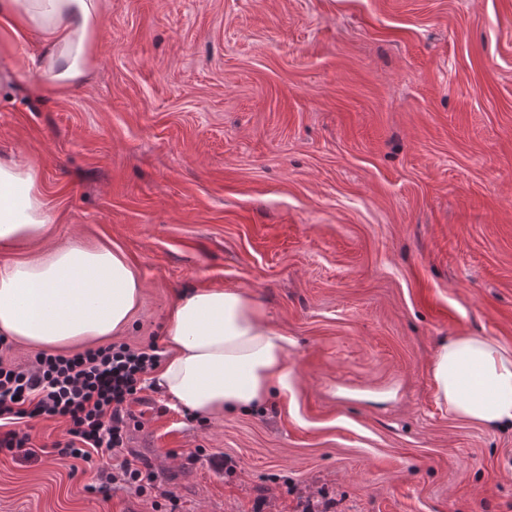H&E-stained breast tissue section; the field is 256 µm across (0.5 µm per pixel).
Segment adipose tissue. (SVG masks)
Returning <instances> with one entry per match:
<instances>
[{"label": "adipose tissue", "instance_id": "ef3b65f1", "mask_svg": "<svg viewBox=\"0 0 512 512\" xmlns=\"http://www.w3.org/2000/svg\"><path fill=\"white\" fill-rule=\"evenodd\" d=\"M100 0H0V29L35 35L38 95L84 82L95 61ZM54 219L36 165L0 160V246L42 243L39 254L0 262V335L63 348L128 332L144 281L114 244L49 245ZM288 336L240 289L188 288L167 313L166 360L149 381L175 408L210 419L261 407L287 385ZM435 401L485 428L512 429V347L491 336L443 339L429 365Z\"/></svg>", "mask_w": 512, "mask_h": 512}]
</instances>
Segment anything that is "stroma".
I'll list each match as a JSON object with an SVG mask.
<instances>
[{
  "instance_id": "obj_1",
  "label": "stroma",
  "mask_w": 512,
  "mask_h": 512,
  "mask_svg": "<svg viewBox=\"0 0 512 512\" xmlns=\"http://www.w3.org/2000/svg\"><path fill=\"white\" fill-rule=\"evenodd\" d=\"M87 82L0 89V158L35 164L57 244L139 269L134 348L187 288H240L289 339L263 410L125 418L156 487L92 493L0 449V512H512V430L449 416L439 342L512 345V0H102Z\"/></svg>"
}]
</instances>
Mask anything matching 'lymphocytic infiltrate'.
<instances>
[{
    "mask_svg": "<svg viewBox=\"0 0 512 512\" xmlns=\"http://www.w3.org/2000/svg\"><path fill=\"white\" fill-rule=\"evenodd\" d=\"M160 361L152 342L142 349L110 344L71 357L42 353L31 370L0 362V447L29 444V433L16 429L22 419L59 416L69 423V438L53 444L58 459L88 463L96 451L120 454L126 409L142 375Z\"/></svg>",
    "mask_w": 512,
    "mask_h": 512,
    "instance_id": "lymphocytic-infiltrate-1",
    "label": "lymphocytic infiltrate"
}]
</instances>
